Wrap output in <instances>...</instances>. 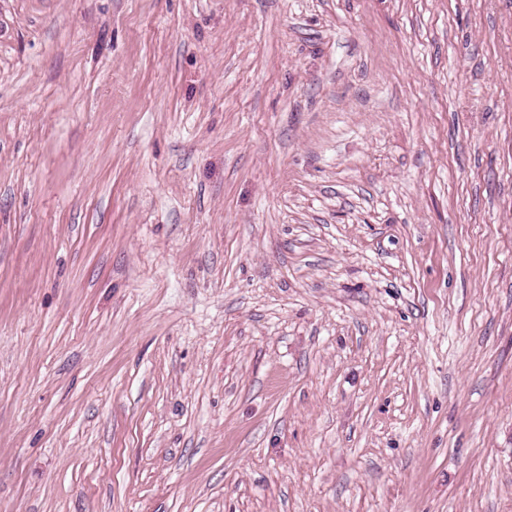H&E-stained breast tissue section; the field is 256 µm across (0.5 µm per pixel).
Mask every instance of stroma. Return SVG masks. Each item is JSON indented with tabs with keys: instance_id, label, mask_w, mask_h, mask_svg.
I'll return each instance as SVG.
<instances>
[{
	"instance_id": "stroma-1",
	"label": "stroma",
	"mask_w": 512,
	"mask_h": 512,
	"mask_svg": "<svg viewBox=\"0 0 512 512\" xmlns=\"http://www.w3.org/2000/svg\"><path fill=\"white\" fill-rule=\"evenodd\" d=\"M0 512H512V0H0Z\"/></svg>"
}]
</instances>
